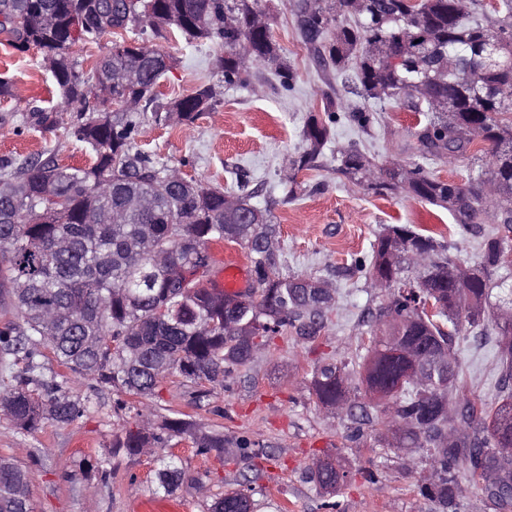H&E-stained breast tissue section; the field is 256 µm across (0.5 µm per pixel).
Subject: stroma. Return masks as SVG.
<instances>
[{
    "mask_svg": "<svg viewBox=\"0 0 512 512\" xmlns=\"http://www.w3.org/2000/svg\"><path fill=\"white\" fill-rule=\"evenodd\" d=\"M274 16L272 35L296 72L295 89H279L270 69L252 67L251 82L227 86L216 109L189 125L159 126L144 117L136 139L139 150L159 162L181 169L185 177L203 180L227 193H238L237 170H245L260 192L253 203L271 207L280 226L284 271L329 281L335 305L315 342L295 333L275 338L241 367L230 388L209 387L200 401L178 374L168 375L158 396L148 404L155 420L188 414L201 431L223 432L233 455L222 461L198 454L192 438H176L164 448L175 456L188 476L175 504L154 499L153 456L113 459L108 480L87 473L82 462L108 447L114 434L132 423L131 411L114 412L111 391H100L93 406L68 426L46 425L32 435L19 433L0 416V456L23 466L30 477L34 512H207L212 500L242 490L256 512H327L334 501L339 512H441L420 493V478L429 468L423 448H398L383 435V402H371L360 372L351 376L352 399L371 404L372 421L359 439H350V417L317 403L312 376L322 359L344 360L367 347L370 327L365 311L388 299L383 288L368 287L353 269L355 258L367 254L384 228L406 224L444 242L449 255L466 266L477 264L487 225L462 228L452 215L402 193L380 194L336 172V150L358 144L376 165L410 160L412 134L420 127L418 113L389 105H373L368 127L348 119L332 126L318 165L299 171L297 198L285 197L281 179L303 146L302 129L310 115H322L326 94L345 95L334 70L323 69L300 43L285 0H266ZM173 60L161 79L158 95L169 101L190 95L203 83L218 82L217 48L210 43L188 44L178 33L159 41ZM0 73L14 82L11 98H0V159L23 162L30 157H54L65 165L90 164L84 144L64 130L42 131L24 124L32 107L61 108L53 79L37 49L14 50L0 39ZM468 394L494 407L504 396L498 384L493 344L468 334L457 343ZM262 448L263 456L236 454L240 439ZM335 462L348 476L335 494L319 491L305 469L312 457ZM202 476V486L190 479Z\"/></svg>",
    "mask_w": 512,
    "mask_h": 512,
    "instance_id": "obj_1",
    "label": "stroma"
}]
</instances>
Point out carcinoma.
I'll return each mask as SVG.
<instances>
[{"label":"carcinoma","mask_w":512,"mask_h":512,"mask_svg":"<svg viewBox=\"0 0 512 512\" xmlns=\"http://www.w3.org/2000/svg\"><path fill=\"white\" fill-rule=\"evenodd\" d=\"M298 35L320 65L352 79L364 101H389L425 115L412 149L423 160L470 155L481 161L464 183L432 176L420 162H393L377 169L354 147L337 151L336 171L379 191H404L448 209L455 223L512 225V0H500L498 16L482 23V0H287ZM262 0H0V35L15 50L43 54L57 91L72 110L69 137L93 154L89 166L62 165L53 157L15 165L0 159V371L13 384L0 392V414L23 435L46 424L70 425L83 416L91 397L72 394L89 380L93 389L123 396L153 397L166 374L186 383L224 386L269 342L288 328L304 342L320 334L333 308L332 289L321 280L280 271L279 226L270 209L251 203L248 182L226 201L224 191L159 163L136 147L145 108L157 124L192 123L218 103L215 86L168 103L158 100L160 79L172 60L152 42L172 30L188 43L221 48L217 72L229 86L243 84L248 62L269 66L289 92L294 71L271 33ZM137 30L149 39L114 40L92 74L72 59L75 45ZM326 118L312 117L303 131L305 147L291 162L297 172L315 167L330 139L336 114L370 123L366 106L348 107L325 97ZM26 123L43 131L63 124L55 109H36ZM425 251L429 264L411 279L414 266L403 252ZM242 243L254 273H263L240 295H228L211 279V244ZM504 239L486 235L480 260L464 293L453 288L456 261L435 237L409 226H390L355 268L375 287L390 291L387 304L370 313L365 382L384 384L399 372L379 350L390 326L406 342L447 351L448 368L428 385L403 380L400 394L385 406L388 430L400 446L427 449L430 477L421 494L457 512L464 492L457 473L512 512V456L496 453L490 425H512V393L487 413L481 399L465 392L457 338L468 330L494 331L499 379L512 383V296L492 300L505 284L499 276ZM432 301L433 314L415 294ZM246 326L251 342L224 334V316ZM349 362L323 361L312 378L318 402L331 409L348 398ZM193 438L201 455L224 459V434L202 432L185 418L154 422L137 412L135 426L112 439L88 465L100 480L122 454H151L175 438ZM307 465L321 490L344 482L339 469ZM186 473L173 459L162 461L157 490L173 499ZM28 472L0 458V512H33L22 498ZM249 494L232 491L208 512H241Z\"/></svg>","instance_id":"obj_1"}]
</instances>
